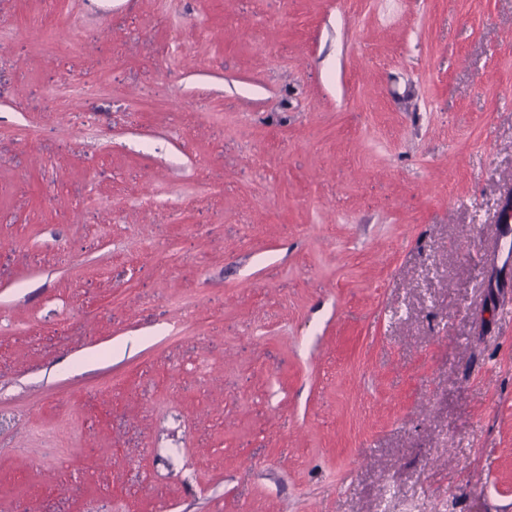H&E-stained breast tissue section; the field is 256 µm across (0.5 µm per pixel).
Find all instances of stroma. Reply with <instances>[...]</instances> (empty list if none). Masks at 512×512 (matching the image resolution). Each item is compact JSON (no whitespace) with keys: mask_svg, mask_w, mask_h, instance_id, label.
Listing matches in <instances>:
<instances>
[{"mask_svg":"<svg viewBox=\"0 0 512 512\" xmlns=\"http://www.w3.org/2000/svg\"><path fill=\"white\" fill-rule=\"evenodd\" d=\"M512 0H0V512H512Z\"/></svg>","mask_w":512,"mask_h":512,"instance_id":"stroma-1","label":"stroma"}]
</instances>
